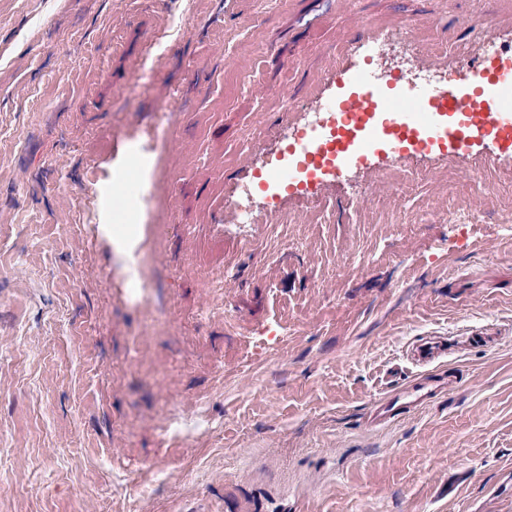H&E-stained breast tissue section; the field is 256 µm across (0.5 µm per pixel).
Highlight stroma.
<instances>
[{"label": "stroma", "instance_id": "stroma-1", "mask_svg": "<svg viewBox=\"0 0 512 512\" xmlns=\"http://www.w3.org/2000/svg\"><path fill=\"white\" fill-rule=\"evenodd\" d=\"M484 15L512 37V0H0V512H512V153L374 155L235 219L337 61L394 73L369 33L408 22L453 72ZM140 129L139 302L112 186ZM452 388L450 381L446 384L441 381L430 383V381L422 380L405 389L391 391L373 404L367 423L368 425H377L395 422L402 416L425 408Z\"/></svg>", "mask_w": 512, "mask_h": 512}]
</instances>
